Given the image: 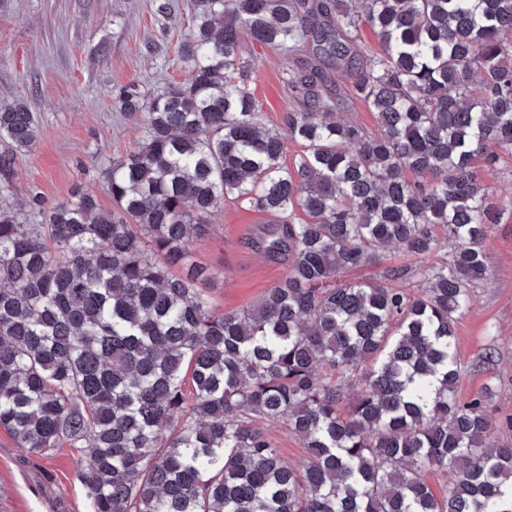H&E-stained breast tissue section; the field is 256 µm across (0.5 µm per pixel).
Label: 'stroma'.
I'll return each instance as SVG.
<instances>
[{"mask_svg": "<svg viewBox=\"0 0 512 512\" xmlns=\"http://www.w3.org/2000/svg\"><path fill=\"white\" fill-rule=\"evenodd\" d=\"M0 0V106L26 102L38 122L30 150L18 154L0 207L27 210L32 197L44 207L67 200L75 190L96 197L103 209L112 199L103 169L138 150L141 115L121 110L117 95L135 84L153 95L185 82L181 43L192 26L197 0ZM243 58L257 61L251 87L267 125L283 130L292 99L280 81L284 57L250 39ZM482 179L502 211L484 242L489 271L474 289L471 308L456 325L457 395L491 392L496 417H512V157H504ZM272 216L242 203H226L208 218L212 232L186 243L190 264L204 270L202 283L221 311L256 303L287 273L289 260L264 258L257 242ZM419 262L401 248L376 262L344 271L345 282L386 284V271L406 269L402 288H414ZM492 364H483L487 351ZM69 448L35 455L18 448L0 430V512H91Z\"/></svg>", "mask_w": 512, "mask_h": 512, "instance_id": "obj_1", "label": "stroma"}]
</instances>
